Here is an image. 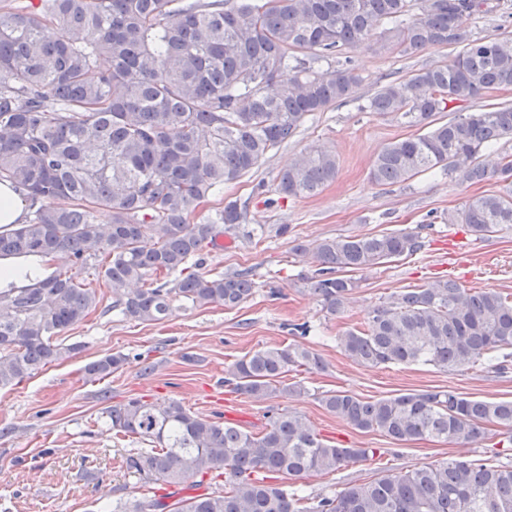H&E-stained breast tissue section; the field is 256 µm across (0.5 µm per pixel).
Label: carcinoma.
<instances>
[{"label":"carcinoma","mask_w":512,"mask_h":512,"mask_svg":"<svg viewBox=\"0 0 512 512\" xmlns=\"http://www.w3.org/2000/svg\"><path fill=\"white\" fill-rule=\"evenodd\" d=\"M499 0H39L0 3V183L27 201L25 223L0 228V259L63 258L64 266L22 287L0 288V389L12 388L81 349L58 337L99 303L142 323L165 320L173 303L232 308L257 283L248 269L197 271L204 250L236 232L247 206L236 200L196 221L201 204L251 175L293 137L306 117L358 99L363 82L349 52L374 37L402 57L452 47L449 60L381 85L362 112L394 114L418 134L387 144L370 177L405 183L440 170L461 182L492 178L500 193L448 212L477 237L512 224V153L496 167L481 153L512 140V103L447 122L437 114L494 90L512 89V37H477L467 26ZM335 152L306 150L278 175L284 197H312L336 179ZM424 246L402 229L298 242L315 267L302 280L327 313L343 312L352 274ZM195 266L189 270V266ZM353 362L431 365L444 371L512 356V298L451 279L405 288L369 311L363 328L337 337ZM127 364L110 354L84 366L89 382ZM298 367L323 370L301 344L249 352L224 382L264 399ZM358 430L399 442L423 437L467 445L494 423L512 434V400L486 401L426 390L365 401L348 392L320 398ZM111 427L156 447L131 455L146 484L182 487L224 470L221 491L136 502L131 512H512V462L448 459L388 472L331 496L310 497L298 480L334 472L369 454L320 438L300 415L273 412L249 433L201 417L180 402L131 398L105 408Z\"/></svg>","instance_id":"obj_1"}]
</instances>
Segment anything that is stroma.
<instances>
[{"mask_svg": "<svg viewBox=\"0 0 512 512\" xmlns=\"http://www.w3.org/2000/svg\"><path fill=\"white\" fill-rule=\"evenodd\" d=\"M452 49L401 57L376 41L351 52L371 95L380 78H399L449 60ZM397 116L362 112L357 102L338 104L306 118L297 134L275 150L241 182L211 198L199 217L235 199L248 200L249 226H263L259 243L224 238L206 253L209 273L251 270L255 294L235 308H185L158 323L124 319L112 309V294L99 288L97 310L60 337L80 353L47 366L20 385L0 390V512H100L142 498L148 489L125 467L128 456L148 450L149 442L112 430L106 405L132 397L162 404L180 401L191 412L258 433L269 410L305 416L324 439L341 448H371L366 460L331 473H314L299 485L311 495H330L349 483L371 481L390 471H406L448 458L512 460V444L489 426L484 437L460 446L438 438L397 442L375 431H360L330 414L323 394L348 391L367 400L422 390H453L487 401L512 400V367L496 370L487 362L457 371L429 365L366 367L336 345L345 330L360 325L387 297L435 279H453L477 290L493 288L512 296V228L476 237L448 224L445 214L468 198L499 192L500 183H462L427 173L394 186L369 176L372 162L388 143L413 135ZM332 147L339 172L334 182L310 198H280L277 176L300 152ZM264 192H255L257 183ZM427 225L424 248L408 258L359 272V282L343 313L331 315L305 285L312 269L296 257L293 240L362 236ZM308 324L309 335L292 332ZM298 343L314 348L326 368L290 372L287 383L301 384L299 396L281 393L257 400L232 392L224 370L253 350ZM128 355L125 367L97 382L84 379V366L107 354Z\"/></svg>", "mask_w": 512, "mask_h": 512, "instance_id": "35a3bbf8", "label": "stroma"}]
</instances>
